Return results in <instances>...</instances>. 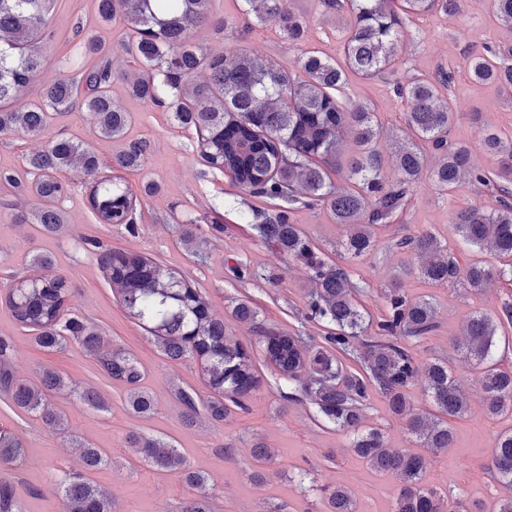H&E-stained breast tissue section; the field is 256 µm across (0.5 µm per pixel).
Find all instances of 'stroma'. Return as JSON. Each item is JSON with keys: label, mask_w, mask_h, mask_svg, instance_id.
Segmentation results:
<instances>
[{"label": "stroma", "mask_w": 512, "mask_h": 512, "mask_svg": "<svg viewBox=\"0 0 512 512\" xmlns=\"http://www.w3.org/2000/svg\"><path fill=\"white\" fill-rule=\"evenodd\" d=\"M296 6L308 19L307 37L301 44L288 43L271 28L255 29L243 38L234 30H219L217 21L240 16L242 0H211L215 23L197 30L195 40L213 53L234 46L286 69L293 67L302 52L310 50L341 59L343 32L323 16L319 0H297ZM96 27L94 0H54L49 61L41 80L72 78L92 67L80 33ZM101 34L115 48L110 56L112 100L129 112L130 136L150 143L141 167L124 174L139 192V232L132 235L124 226L97 223L88 205L89 187L79 178L71 181L68 193L58 202L68 224L65 231L48 234L35 225L16 223L15 212L9 207L15 195L11 187L0 183V336L12 341L19 375L31 378L50 368L108 398L111 410L107 413L88 409L73 395H61L57 403L66 412L73 435L107 451L110 463L95 479L111 488L119 512H177L185 496L177 477L159 475L150 466L135 462L125 442L126 432L134 428L176 439L188 463L210 474L217 512H321L322 490L327 486L349 488L356 512H390L397 495L395 480L372 472L358 460L350 450L349 435L323 427L309 402L281 400L275 387L277 377L266 364H259L258 369L267 384L250 400L248 412L194 427L183 424L174 391L190 386L207 394L198 365L190 359L170 362L157 351L148 333L113 297L99 266L98 252L85 250L81 238L98 239L108 249L144 253L172 268L208 296L214 314L224 320L226 333L240 340L254 336L250 325L236 321L228 312L232 298L242 295L250 297L264 322L314 337L320 330L303 319L310 286L306 269L277 258L255 238L245 220L252 211L275 210L277 201L248 195L228 173L207 168L198 154L194 130L173 126L165 108L131 99L125 92V81L139 73L141 66L117 50L118 28L102 29ZM488 46L512 49V31L498 24L488 0H460L455 15L437 13L406 22L394 64L371 79L349 76L339 97L348 107L371 108L383 125L394 130V137L405 138L410 130L403 117L405 106L394 95L395 86L434 77L442 69L453 70L455 81L449 97L455 106V119L449 138L469 146L477 166L493 169L494 159L484 152L482 142L491 133L512 136V93L493 84L474 83L467 75L471 57ZM57 136L93 143L103 161V173L111 174L116 144L96 138L85 113L76 110L58 116L37 137L0 135V170L25 178L27 158ZM394 137L381 138L377 144L385 161L384 174L391 181L396 178ZM147 182L157 184L155 194L141 193L142 184ZM497 197L494 188L468 183L444 193L429 177H422L411 189L404 210L378 229L374 250L353 266V280L362 289L371 317H379L384 293L391 288L403 289L412 298L432 300L437 307L438 331L414 352L422 361L450 359L465 381L470 408L465 418L454 423L452 448L440 455L427 454L422 483L459 502V512H473L475 506L491 505L512 493L511 487L485 469L498 434L512 427V419L485 416L481 385L453 347L472 314H494L503 302L512 301V284L494 282L478 293L430 285L418 275L416 255L399 248L398 242L430 231L447 243L460 266L477 260L500 265L498 256L466 243L452 228L456 210L474 203L492 207ZM189 223L198 224L209 240L199 259L179 242L183 225ZM215 224L221 225V233L212 232ZM37 253L50 255L55 273L67 279L70 310L91 318L116 345L133 352L143 363L145 385L155 400L150 418L134 416L126 406L124 388L101 375L95 362L77 345L43 350L30 332L12 319L3 296L14 274L29 270L30 259ZM237 265L252 270L272 268L278 279L273 283L237 279L233 273ZM0 427L16 433L27 448L25 463L15 469H0V479L14 484L25 512H61L54 476L62 470L80 468L69 441L1 398ZM257 439L277 453L259 480L253 477L249 464V449ZM227 448L235 449L234 459L224 457Z\"/></svg>", "instance_id": "obj_1"}]
</instances>
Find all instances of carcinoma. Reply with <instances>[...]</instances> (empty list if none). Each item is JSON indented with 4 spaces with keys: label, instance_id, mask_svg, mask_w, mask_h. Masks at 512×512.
<instances>
[{
    "label": "carcinoma",
    "instance_id": "obj_1",
    "mask_svg": "<svg viewBox=\"0 0 512 512\" xmlns=\"http://www.w3.org/2000/svg\"><path fill=\"white\" fill-rule=\"evenodd\" d=\"M51 0H0V133L40 135L56 115L73 109L85 112L101 140L119 143L112 156L121 171L141 166L150 143L127 138L129 114L112 102V65L106 42L97 31L83 36L85 52L98 59L95 68L80 78L46 84L37 101L24 100L48 62L45 38ZM211 0H95V13L106 26L119 23L124 37L119 48L140 63L141 71L127 81L126 92L144 103L167 108L172 125L192 128L207 166L227 171L238 186L253 195L281 200L286 206L273 212H255V237L270 243L277 257L301 263L309 274L306 317L322 327L315 339L289 333L258 320V312L245 299L231 301L230 314L249 323L254 338L243 342L224 331L208 298L189 281L141 253L109 250L100 255L106 280L129 315L147 330L160 352L170 361L196 360L210 395L180 388L176 399L188 425L205 415L222 421L249 411V399L265 380L255 358L262 352L278 379L291 386L278 387L285 401L308 400L322 422L352 437L351 449L373 472L393 477L398 493L393 512H455L454 506L434 489L422 485L425 459L409 450L387 447L381 429L366 424L365 410L375 395L384 399L391 417L404 423L414 440L442 453L452 447V421L465 417L469 403L451 362L435 358L420 362L408 343H420L439 327L437 310L427 299H412L402 289L384 295L382 317L374 322L359 298L348 266L333 260L297 224L292 214L300 208H322L329 219L345 228L336 245L344 258L358 260L375 247L373 227L389 224L404 209L410 188L429 176L441 191L466 181L494 187L501 193L497 207L470 205L455 212L453 230L472 246L489 245L508 267L473 262L462 269L448 246L431 233L406 237L400 245L423 258L420 277L433 284L480 291L494 279L512 277V137L490 134L487 153L499 159L489 173L474 165L468 150L448 139L454 110L443 95L453 75L439 72L432 80L413 79L394 88L405 104V124L412 139L396 150L397 181L383 174V161L374 148L386 131L372 109L347 108L337 98L349 75L369 79L395 60L404 19L413 15L458 10L459 0H321L324 13L345 17L343 61L316 51L303 53L290 70L251 56L240 49L222 54L204 50L193 31L210 22ZM495 18L512 29V0H489ZM244 30L271 27L292 44L304 40L306 18L293 0H243ZM204 72L208 80L198 82ZM468 76L479 83L493 82L512 92V52L486 48L471 58ZM352 138L357 150L343 152ZM438 154L429 163V151ZM34 173L29 184L0 171V182L12 186L35 205L19 211L15 221L38 225L46 233L64 226L57 202L68 192L73 176L90 178L91 212L99 224H121L134 234L135 193L119 175L97 177L100 158L89 143L57 138L27 161ZM345 175L335 184L331 175ZM181 243L198 255L208 239L187 227ZM31 265L41 270L14 280L6 305L16 323L35 332L36 344L56 351L76 343L101 372L126 389L127 406L140 418L152 414L153 400L144 386L147 371L137 357L114 346L86 317L67 306L66 279L53 273L54 261L36 255ZM512 323V304L500 313L471 316L456 341V350L469 362L484 393L488 418L512 415V367L494 359L497 322ZM423 381L429 404L416 409L407 391ZM62 392L75 394L98 412L110 410L105 396L94 389H78L61 374L42 370L33 379L18 376L11 341L0 337V396L13 407L63 433L67 416L52 401ZM138 461L161 475H176L189 488L178 512H215L210 475L194 469L174 438L133 429L125 437ZM83 475L64 472L58 477L62 512H115L112 491L90 474L109 461L106 451L88 441L75 443ZM24 442L0 428V466L18 467L26 459ZM251 467L257 470L275 460L265 443L250 449ZM491 470L512 487V429L498 435ZM353 494L346 487L325 492L324 512H353ZM0 512H22L8 482L0 484Z\"/></svg>",
    "mask_w": 512,
    "mask_h": 512
}]
</instances>
